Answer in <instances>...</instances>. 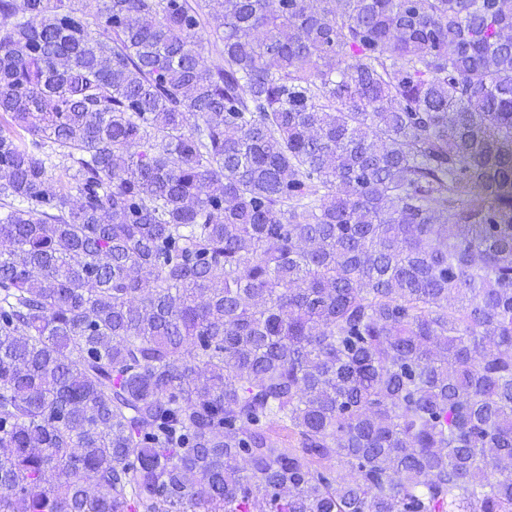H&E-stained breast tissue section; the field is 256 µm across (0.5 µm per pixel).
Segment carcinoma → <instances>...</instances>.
Here are the masks:
<instances>
[{"mask_svg":"<svg viewBox=\"0 0 512 512\" xmlns=\"http://www.w3.org/2000/svg\"><path fill=\"white\" fill-rule=\"evenodd\" d=\"M0 15V512H512V0Z\"/></svg>","mask_w":512,"mask_h":512,"instance_id":"1","label":"carcinoma"}]
</instances>
